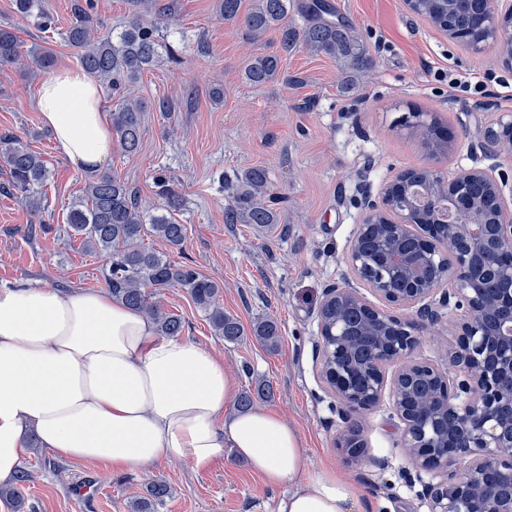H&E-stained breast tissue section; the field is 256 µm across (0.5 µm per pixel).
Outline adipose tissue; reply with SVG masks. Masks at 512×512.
Instances as JSON below:
<instances>
[{
    "label": "adipose tissue",
    "instance_id": "obj_1",
    "mask_svg": "<svg viewBox=\"0 0 512 512\" xmlns=\"http://www.w3.org/2000/svg\"><path fill=\"white\" fill-rule=\"evenodd\" d=\"M57 152L84 170L112 154L103 93L84 71L58 68L36 101ZM222 358L159 335L143 313L105 292L0 285V483L13 481L28 437L56 457L146 467L208 468L232 449L266 482L291 483L279 512H354L335 473L302 479L303 450L279 415L237 413Z\"/></svg>",
    "mask_w": 512,
    "mask_h": 512
}]
</instances>
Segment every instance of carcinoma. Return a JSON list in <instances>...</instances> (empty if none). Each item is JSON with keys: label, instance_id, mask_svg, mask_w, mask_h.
I'll list each match as a JSON object with an SVG mask.
<instances>
[{"label": "carcinoma", "instance_id": "cac0c4a2", "mask_svg": "<svg viewBox=\"0 0 512 512\" xmlns=\"http://www.w3.org/2000/svg\"><path fill=\"white\" fill-rule=\"evenodd\" d=\"M241 4L242 0H217V13L226 22L243 23L255 38L269 32L279 36L280 53L255 55L247 61L244 76L252 84L276 80L282 57L299 43L314 54L337 59L345 71L362 72L372 66V58L341 24L322 20L299 30L288 23V0H253L245 14L241 13ZM13 7L21 16L35 18V25L44 33L55 28L54 17L39 8L38 0H14ZM165 17L163 10L150 20L136 15L122 31L110 35L103 31L96 0L71 3L66 39L76 50L81 68L110 86L118 99L112 111V130L127 153L139 148L145 112L143 102L129 98L127 89L144 71L162 62L166 47L160 32ZM20 60L17 36L8 28H0V66L16 65ZM0 171L5 173L0 190L19 197L30 211L40 215L44 210L41 189L50 176L42 154L10 133L0 135ZM156 187L162 199L161 213L148 214L140 208L134 187L107 172L96 174L85 194L69 207L68 236L79 239L87 250L104 258L102 278L112 297L143 312L155 323L159 335L179 336L184 323L179 314L160 308L152 298L169 288H180L206 314L214 335L226 342L238 341L244 331L234 317L224 313L219 303L220 284L191 265L145 246L147 235L179 249L186 236L185 225L175 218L182 204L180 193L164 175L156 177ZM266 187L265 170L253 168L242 175L232 202L224 210V223H278V214L262 202ZM253 335L269 348L278 344V330L272 321L258 322ZM29 481L30 473L21 470L14 485L0 488V497L22 505V489ZM170 495V485L163 479H154L131 499L129 512H160Z\"/></svg>", "mask_w": 512, "mask_h": 512}]
</instances>
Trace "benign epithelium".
Listing matches in <instances>:
<instances>
[{"mask_svg":"<svg viewBox=\"0 0 512 512\" xmlns=\"http://www.w3.org/2000/svg\"><path fill=\"white\" fill-rule=\"evenodd\" d=\"M469 0H448L447 16L428 13V0H404L406 9L448 40L480 53L495 49L512 70V0H485L472 27L456 17ZM436 120L410 112L403 126L425 139ZM495 154L490 165L453 171L441 155L427 152L428 183L410 185L408 170L396 172L374 196H363V213L345 251L347 273L325 289L319 308V375L336 395L341 415L367 410L390 389L401 448L414 467L440 472L423 485L429 512H512V205L509 180L496 160L512 155V113L492 112L483 129ZM481 186V194L470 186ZM366 285L380 300H369ZM334 304L364 312L374 337L373 359L349 358V329ZM459 313V340L448 367L411 359L421 329L443 310ZM430 378V397L417 399L408 381ZM505 478L503 493L483 494L487 476Z\"/></svg>","mask_w":512,"mask_h":512,"instance_id":"obj_1","label":"benign epithelium"}]
</instances>
